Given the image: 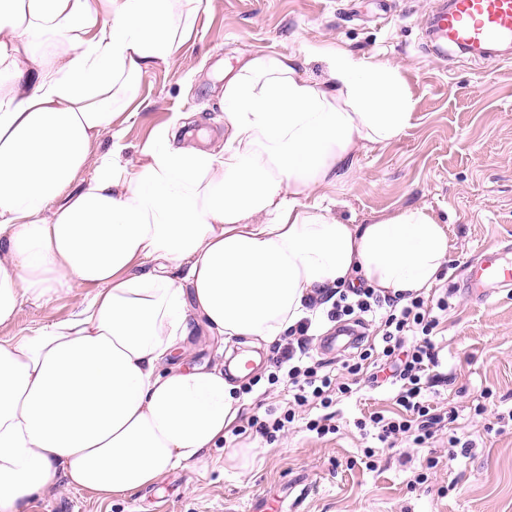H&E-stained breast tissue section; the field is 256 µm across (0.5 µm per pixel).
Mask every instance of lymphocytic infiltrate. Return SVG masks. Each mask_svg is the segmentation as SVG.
<instances>
[{"label":"lymphocytic infiltrate","instance_id":"lymphocytic-infiltrate-1","mask_svg":"<svg viewBox=\"0 0 512 512\" xmlns=\"http://www.w3.org/2000/svg\"><path fill=\"white\" fill-rule=\"evenodd\" d=\"M447 309L445 300L430 304L419 296L401 305L396 300L381 297L371 288H358L351 294L340 293L333 304L331 317H379L381 346L365 349L356 361L347 364L349 381H335L330 375L320 373L309 354L312 322L305 319L291 330L269 379L275 382L279 377H286L294 391L296 406L317 401L327 408L332 404L333 394H352L351 379L359 378L365 369L380 370L385 365H392V381L399 386L395 400L403 412L395 417L372 414L370 425L380 442L405 436L412 438L414 444L424 445L433 437L431 425L436 419L434 408L426 396L430 384L428 370L438 364L434 331L439 325L440 313ZM409 332L415 333L416 339L408 345L404 337Z\"/></svg>","mask_w":512,"mask_h":512}]
</instances>
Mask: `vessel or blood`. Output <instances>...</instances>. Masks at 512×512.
Segmentation results:
<instances>
[{
    "label": "vessel or blood",
    "mask_w": 512,
    "mask_h": 512,
    "mask_svg": "<svg viewBox=\"0 0 512 512\" xmlns=\"http://www.w3.org/2000/svg\"><path fill=\"white\" fill-rule=\"evenodd\" d=\"M432 42L464 53L512 44V0H440L429 22ZM470 286L481 299L512 288V245L481 253Z\"/></svg>",
    "instance_id": "1"
}]
</instances>
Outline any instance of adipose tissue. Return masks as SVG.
<instances>
[{
	"mask_svg": "<svg viewBox=\"0 0 512 512\" xmlns=\"http://www.w3.org/2000/svg\"><path fill=\"white\" fill-rule=\"evenodd\" d=\"M209 4L0 0V326L77 294L68 317L0 343V512H29L59 478L127 497L223 444L242 372L188 362L197 329L264 348L310 299L418 296L449 259L427 208L342 224L316 201L409 127L387 61L329 51L320 80L297 56L252 54L224 81L222 151L174 120L119 164L143 73L174 63Z\"/></svg>",
	"mask_w": 512,
	"mask_h": 512,
	"instance_id": "ef3b65f1",
	"label": "adipose tissue"
}]
</instances>
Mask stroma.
<instances>
[{"instance_id": "obj_1", "label": "stroma", "mask_w": 512, "mask_h": 512, "mask_svg": "<svg viewBox=\"0 0 512 512\" xmlns=\"http://www.w3.org/2000/svg\"><path fill=\"white\" fill-rule=\"evenodd\" d=\"M436 0H212L199 13L170 66L141 79L136 115L125 124L122 162H135L151 132L177 113L196 115L213 148L224 145V73L253 52L307 56L333 46L400 67L415 109L412 125L386 145L360 152L354 174L328 195L340 223L365 224L400 207L427 208L448 227L446 276L430 290L448 300L438 327L434 400L446 416L431 444L387 447L356 423L395 413L393 390L360 382L334 405L335 432L305 428L306 410L275 440L248 423L285 411L286 383H271L275 351L240 381L235 432L206 463L179 468L132 497L99 500L56 480L34 512H259L277 499L300 498L299 512H512V288L481 301L466 286L480 252L512 244V53L497 61L456 54L446 61L426 46ZM75 299L24 303L0 342L30 336L67 317ZM311 354L324 371L342 373L360 347L376 343V326L360 323L359 347L327 355L322 341L336 326L322 317ZM374 449V468L365 449Z\"/></svg>"}]
</instances>
